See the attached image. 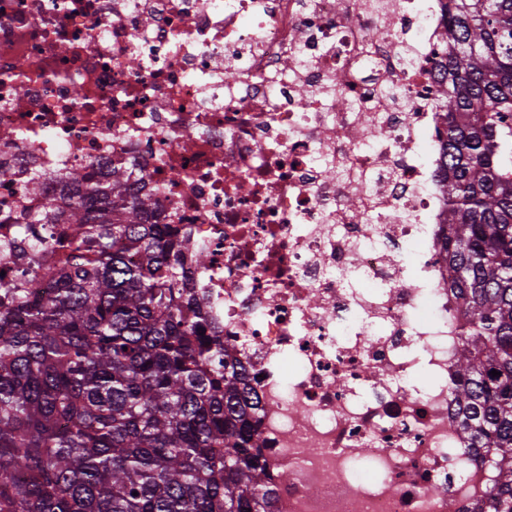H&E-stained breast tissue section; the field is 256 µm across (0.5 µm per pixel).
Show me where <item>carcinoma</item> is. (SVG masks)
I'll list each match as a JSON object with an SVG mask.
<instances>
[{
	"label": "carcinoma",
	"mask_w": 512,
	"mask_h": 512,
	"mask_svg": "<svg viewBox=\"0 0 512 512\" xmlns=\"http://www.w3.org/2000/svg\"><path fill=\"white\" fill-rule=\"evenodd\" d=\"M444 8L452 390L512 512V0ZM154 210L122 165L75 170L0 250L21 265L0 282V512H277L245 374Z\"/></svg>",
	"instance_id": "obj_1"
}]
</instances>
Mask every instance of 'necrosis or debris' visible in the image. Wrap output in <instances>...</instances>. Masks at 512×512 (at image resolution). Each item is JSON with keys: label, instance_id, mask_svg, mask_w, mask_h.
Wrapping results in <instances>:
<instances>
[{"label": "necrosis or debris", "instance_id": "necrosis-or-debris-1", "mask_svg": "<svg viewBox=\"0 0 512 512\" xmlns=\"http://www.w3.org/2000/svg\"><path fill=\"white\" fill-rule=\"evenodd\" d=\"M445 29L442 0H0V242L122 162L208 256L278 512H488L451 393Z\"/></svg>", "mask_w": 512, "mask_h": 512}]
</instances>
